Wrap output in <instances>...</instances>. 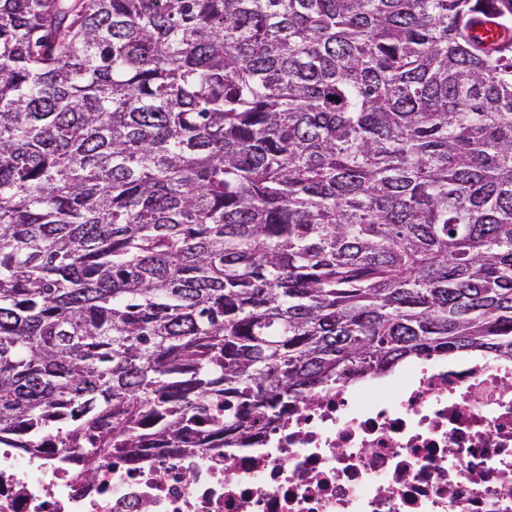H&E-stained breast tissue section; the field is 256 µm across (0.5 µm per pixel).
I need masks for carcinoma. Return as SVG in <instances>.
Segmentation results:
<instances>
[{
    "mask_svg": "<svg viewBox=\"0 0 512 512\" xmlns=\"http://www.w3.org/2000/svg\"><path fill=\"white\" fill-rule=\"evenodd\" d=\"M512 359V0H0V448H248Z\"/></svg>",
    "mask_w": 512,
    "mask_h": 512,
    "instance_id": "1",
    "label": "carcinoma"
}]
</instances>
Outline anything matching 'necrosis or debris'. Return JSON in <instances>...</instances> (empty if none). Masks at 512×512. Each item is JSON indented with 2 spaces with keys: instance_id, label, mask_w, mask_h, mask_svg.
Wrapping results in <instances>:
<instances>
[{
  "instance_id": "1",
  "label": "necrosis or debris",
  "mask_w": 512,
  "mask_h": 512,
  "mask_svg": "<svg viewBox=\"0 0 512 512\" xmlns=\"http://www.w3.org/2000/svg\"><path fill=\"white\" fill-rule=\"evenodd\" d=\"M0 448V512H512V360L422 356L299 399L253 448L104 458Z\"/></svg>"
}]
</instances>
